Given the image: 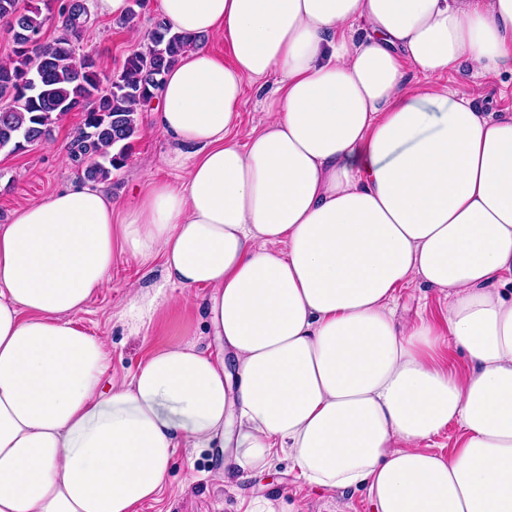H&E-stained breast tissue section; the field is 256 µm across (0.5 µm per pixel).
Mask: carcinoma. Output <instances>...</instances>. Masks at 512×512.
<instances>
[{"label":"carcinoma","instance_id":"obj_1","mask_svg":"<svg viewBox=\"0 0 512 512\" xmlns=\"http://www.w3.org/2000/svg\"><path fill=\"white\" fill-rule=\"evenodd\" d=\"M41 0H0V25L14 44V58L0 65V150L17 152L46 139L51 126L73 110L83 127L68 146L84 178L107 180L124 163L128 140L138 128L136 106L153 97L166 73L197 40L157 19L140 48L125 59L109 89L102 88L94 58L78 64L79 43L92 26L84 0H65L58 11V35L43 44L46 18Z\"/></svg>","mask_w":512,"mask_h":512}]
</instances>
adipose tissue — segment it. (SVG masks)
<instances>
[{
    "mask_svg": "<svg viewBox=\"0 0 512 512\" xmlns=\"http://www.w3.org/2000/svg\"><path fill=\"white\" fill-rule=\"evenodd\" d=\"M186 52L155 91L179 183L131 199L72 182L0 226V512H138L180 448L225 481L277 453L376 512H512V113L412 84L512 73V0H155ZM274 77L238 141L252 80ZM159 259L119 320L138 331L209 289L216 352L184 341L108 380L73 316L112 254ZM446 331L398 322L411 282ZM468 364L433 356L441 340ZM462 431L449 457L424 441ZM397 321L403 322L422 317L438 322L448 307V291L425 288L417 282L401 287L391 303Z\"/></svg>",
    "mask_w": 512,
    "mask_h": 512,
    "instance_id": "adipose-tissue-1",
    "label": "adipose tissue"
}]
</instances>
